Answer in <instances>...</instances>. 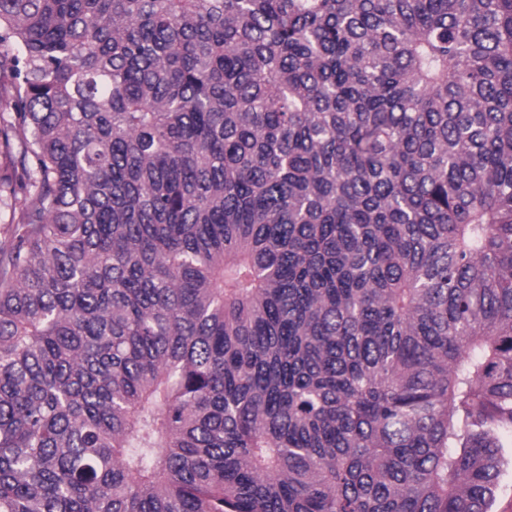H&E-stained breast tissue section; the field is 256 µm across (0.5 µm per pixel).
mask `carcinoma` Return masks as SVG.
<instances>
[{
  "label": "carcinoma",
  "mask_w": 512,
  "mask_h": 512,
  "mask_svg": "<svg viewBox=\"0 0 512 512\" xmlns=\"http://www.w3.org/2000/svg\"><path fill=\"white\" fill-rule=\"evenodd\" d=\"M0 512H492L512 0H0Z\"/></svg>",
  "instance_id": "obj_1"
}]
</instances>
